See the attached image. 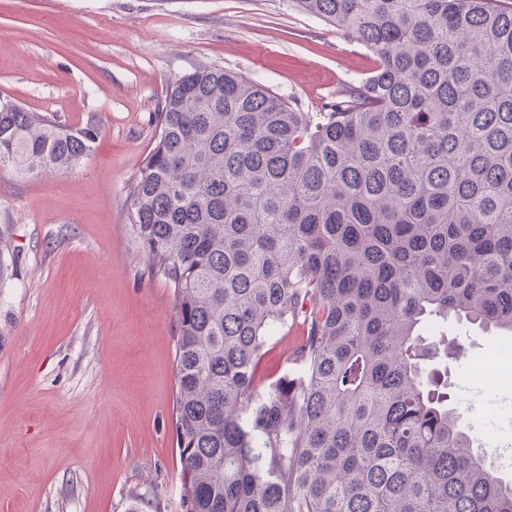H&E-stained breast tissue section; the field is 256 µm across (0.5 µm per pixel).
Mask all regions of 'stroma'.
Returning a JSON list of instances; mask_svg holds the SVG:
<instances>
[{
  "label": "stroma",
  "mask_w": 512,
  "mask_h": 512,
  "mask_svg": "<svg viewBox=\"0 0 512 512\" xmlns=\"http://www.w3.org/2000/svg\"><path fill=\"white\" fill-rule=\"evenodd\" d=\"M199 65L315 112L376 61L296 0H0V97L99 130L74 169H0V512H184L173 297L132 247L125 189L172 83ZM441 332L461 348L459 424L496 462L512 390L467 370L512 334L453 319Z\"/></svg>",
  "instance_id": "35a3bbf8"
}]
</instances>
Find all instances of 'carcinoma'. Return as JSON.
Masks as SVG:
<instances>
[{
	"mask_svg": "<svg viewBox=\"0 0 512 512\" xmlns=\"http://www.w3.org/2000/svg\"><path fill=\"white\" fill-rule=\"evenodd\" d=\"M299 2L373 74L305 112L199 66L127 186L133 246L173 294L186 512H512L424 333L512 332V9ZM97 138L0 99V168L22 177L74 168ZM303 331L299 326H295L287 336H282L277 343L272 346L264 357V361L269 372L280 370L283 360L301 344Z\"/></svg>",
	"mask_w": 512,
	"mask_h": 512,
	"instance_id": "cac0c4a2",
	"label": "carcinoma"
}]
</instances>
